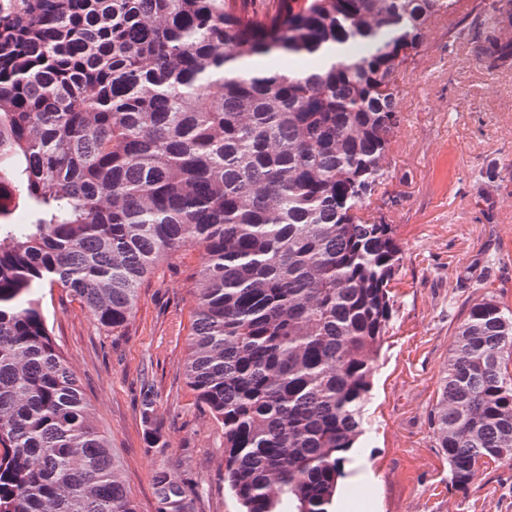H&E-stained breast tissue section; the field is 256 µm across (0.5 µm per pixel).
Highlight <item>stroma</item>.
Segmentation results:
<instances>
[{"instance_id": "1", "label": "stroma", "mask_w": 512, "mask_h": 512, "mask_svg": "<svg viewBox=\"0 0 512 512\" xmlns=\"http://www.w3.org/2000/svg\"><path fill=\"white\" fill-rule=\"evenodd\" d=\"M400 109L391 153L399 201L390 213L403 249L398 303L374 374L369 429L336 509L512 512V467L484 471L467 490L452 488L429 422L467 301L488 284L512 305V72L489 73L475 44H449L448 23L437 18L424 57L401 83ZM492 165L500 178L484 200L480 174ZM201 261L194 248L188 259L159 267L134 316L114 332L61 289L45 294L52 338L110 438L137 512H158L152 477L174 460L196 512H235L224 489L223 432L195 404L182 370ZM148 389L159 448L141 421Z\"/></svg>"}]
</instances>
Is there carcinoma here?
I'll list each match as a JSON object with an SVG mask.
<instances>
[{
    "label": "carcinoma",
    "mask_w": 512,
    "mask_h": 512,
    "mask_svg": "<svg viewBox=\"0 0 512 512\" xmlns=\"http://www.w3.org/2000/svg\"><path fill=\"white\" fill-rule=\"evenodd\" d=\"M239 2L0 0V512H137L36 288L115 331L189 247L182 370L224 430L237 512H334L352 474L401 262L400 83L453 0ZM469 15L448 37L512 70V0ZM338 44L366 51L326 64ZM141 418L161 444L151 392ZM430 420L458 490L512 464V308L492 291ZM154 486L159 512H192L172 469Z\"/></svg>",
    "instance_id": "1"
}]
</instances>
